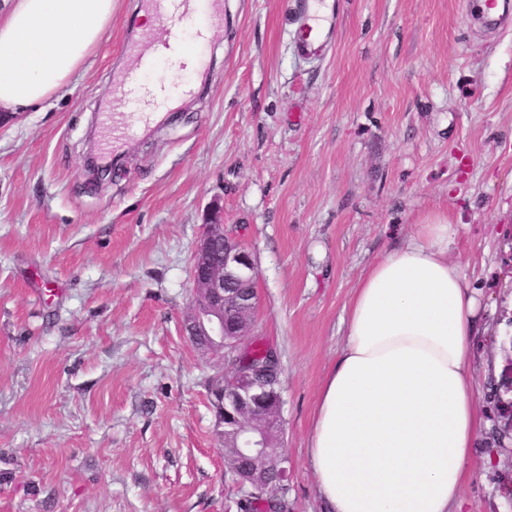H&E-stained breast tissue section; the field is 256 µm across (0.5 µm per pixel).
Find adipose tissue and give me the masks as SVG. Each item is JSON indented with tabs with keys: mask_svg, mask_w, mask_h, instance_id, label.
Wrapping results in <instances>:
<instances>
[{
	"mask_svg": "<svg viewBox=\"0 0 512 512\" xmlns=\"http://www.w3.org/2000/svg\"><path fill=\"white\" fill-rule=\"evenodd\" d=\"M113 4L9 0L0 109L25 111L67 85L100 44ZM455 236L447 214L424 215L349 300L308 447L330 512H462L483 424L472 375L480 299L448 258Z\"/></svg>",
	"mask_w": 512,
	"mask_h": 512,
	"instance_id": "obj_1",
	"label": "adipose tissue"
}]
</instances>
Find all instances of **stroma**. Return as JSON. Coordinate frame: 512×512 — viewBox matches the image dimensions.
Returning <instances> with one entry per match:
<instances>
[{
	"label": "stroma",
	"instance_id": "1",
	"mask_svg": "<svg viewBox=\"0 0 512 512\" xmlns=\"http://www.w3.org/2000/svg\"><path fill=\"white\" fill-rule=\"evenodd\" d=\"M334 53L299 56L286 0H224L207 75L93 185L101 118L143 30L117 0L69 85L0 115V512H240L210 404L221 353L185 328L212 208L250 252L246 343L282 367L288 512H325L307 447L319 386L368 269L420 218L479 291L483 453L464 512H512V440L494 398L512 342V26L468 0H341Z\"/></svg>",
	"mask_w": 512,
	"mask_h": 512
}]
</instances>
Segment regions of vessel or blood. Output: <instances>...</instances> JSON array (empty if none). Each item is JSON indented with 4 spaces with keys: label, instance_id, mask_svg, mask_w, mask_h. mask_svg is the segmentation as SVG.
<instances>
[{
    "label": "vessel or blood",
    "instance_id": "1",
    "mask_svg": "<svg viewBox=\"0 0 512 512\" xmlns=\"http://www.w3.org/2000/svg\"><path fill=\"white\" fill-rule=\"evenodd\" d=\"M324 0H298V24L302 30L295 48L305 58L324 54L335 40L333 29L340 24L339 13L321 14ZM153 15L165 24L169 33L158 40L141 36L134 50L138 66L129 71L121 84L117 108L106 113L103 120L106 146H114L134 139L139 132L156 121L158 111L173 98L170 86H151L143 82L142 70L151 68L157 60L169 63L175 73L185 72L190 64H204L209 35L221 20L224 0H146ZM193 24L195 47L185 54L180 31L185 24Z\"/></svg>",
    "mask_w": 512,
    "mask_h": 512
}]
</instances>
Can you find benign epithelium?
I'll return each instance as SVG.
<instances>
[{
  "label": "benign epithelium",
  "instance_id": "obj_1",
  "mask_svg": "<svg viewBox=\"0 0 512 512\" xmlns=\"http://www.w3.org/2000/svg\"><path fill=\"white\" fill-rule=\"evenodd\" d=\"M192 262L193 300L185 329L190 336H206L211 346L219 347L225 357L237 361L231 372L218 375L216 416L221 436L232 435L237 452L251 460L267 458L276 462L279 479L267 480L261 470L232 471L237 476L242 495L261 497L265 502L280 495L279 486L290 477L288 457L283 454L282 440H272L269 433L280 428V406L265 404L266 386L256 380L259 367L245 356L241 340L248 329L229 327L227 317L233 313L255 312L257 293L243 295L238 283L255 285L256 271L250 253L243 244L224 234L223 216L209 214ZM224 246V257L214 259L216 245Z\"/></svg>",
  "mask_w": 512,
  "mask_h": 512
}]
</instances>
